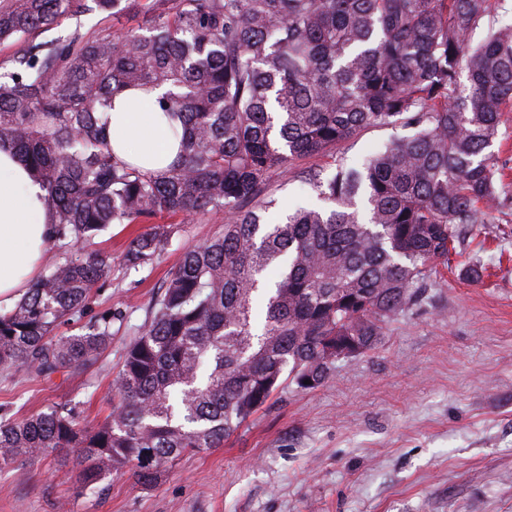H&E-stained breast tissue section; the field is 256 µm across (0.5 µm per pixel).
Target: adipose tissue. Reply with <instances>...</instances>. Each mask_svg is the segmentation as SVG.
I'll return each instance as SVG.
<instances>
[{"mask_svg":"<svg viewBox=\"0 0 512 512\" xmlns=\"http://www.w3.org/2000/svg\"><path fill=\"white\" fill-rule=\"evenodd\" d=\"M159 90H130L108 114L112 148L121 159L161 170L175 159L179 143L156 103ZM52 233V210L41 183L0 146V310H7L38 277Z\"/></svg>","mask_w":512,"mask_h":512,"instance_id":"adipose-tissue-1","label":"adipose tissue"}]
</instances>
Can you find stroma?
<instances>
[{"label":"stroma","mask_w":512,"mask_h":512,"mask_svg":"<svg viewBox=\"0 0 512 512\" xmlns=\"http://www.w3.org/2000/svg\"><path fill=\"white\" fill-rule=\"evenodd\" d=\"M280 206L316 197L290 177L268 185ZM210 213L181 224L152 264L126 269L141 225L114 224L94 240L112 278L89 303L110 310L112 344L80 375L0 378V407L17 417L67 405L95 424L129 341L186 248L223 225ZM482 280L466 278L473 261ZM74 464L50 457L0 470V512H512V209L470 225L424 300L386 329L374 350L337 364L312 390L288 386L217 448L185 453L157 483L109 476L100 494H76Z\"/></svg>","instance_id":"stroma-1"}]
</instances>
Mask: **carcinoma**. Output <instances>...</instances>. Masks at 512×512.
I'll return each instance as SVG.
<instances>
[{
    "label": "carcinoma",
    "instance_id": "carcinoma-1",
    "mask_svg": "<svg viewBox=\"0 0 512 512\" xmlns=\"http://www.w3.org/2000/svg\"><path fill=\"white\" fill-rule=\"evenodd\" d=\"M502 2L0 0V43L68 16L142 7L149 18L143 32L31 43L0 65V142L47 191L55 248L0 312L1 372L78 375L108 349L112 311L87 316L112 274L89 249L108 226L224 213L125 347L111 412L90 427L64 406L1 413L0 469L69 448L79 493L128 471L151 485L185 452L222 446L286 381L322 385L336 368L329 348L375 349L462 229L512 205L506 164L487 152L512 106ZM163 85L159 108L182 120L179 155L144 171L114 154L107 112L128 90ZM392 124L408 133L358 164L295 166ZM290 173L320 204L270 224L267 186ZM173 235L172 224L138 233L123 264H151ZM85 317L81 332L54 334Z\"/></svg>",
    "mask_w": 512,
    "mask_h": 512
}]
</instances>
